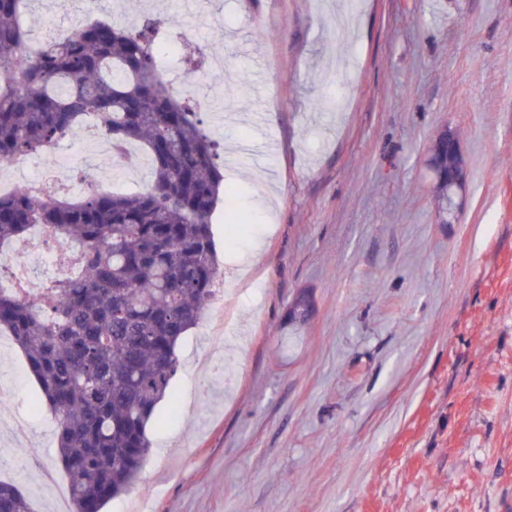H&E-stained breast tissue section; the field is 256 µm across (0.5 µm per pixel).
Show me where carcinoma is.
<instances>
[{
	"instance_id": "carcinoma-1",
	"label": "carcinoma",
	"mask_w": 512,
	"mask_h": 512,
	"mask_svg": "<svg viewBox=\"0 0 512 512\" xmlns=\"http://www.w3.org/2000/svg\"><path fill=\"white\" fill-rule=\"evenodd\" d=\"M25 0H0V162L49 155L86 116L112 149L143 147L149 189L42 199L0 196V245L42 224L82 251V270L31 301L0 289V332L25 354L38 405L60 416L57 453L71 512H102L140 479L147 427L170 397L178 345L203 313L219 272L211 216L233 199L217 141L194 100L172 94L149 44L164 20L86 22L28 57ZM0 512H33L0 481Z\"/></svg>"
}]
</instances>
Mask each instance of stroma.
Instances as JSON below:
<instances>
[{
  "mask_svg": "<svg viewBox=\"0 0 512 512\" xmlns=\"http://www.w3.org/2000/svg\"><path fill=\"white\" fill-rule=\"evenodd\" d=\"M74 0H27L29 35ZM224 58L211 299L105 512H512V0H158ZM329 100L320 110L317 100ZM467 162L440 223L428 152ZM59 155L135 193L145 152ZM265 184L273 198L261 196ZM246 222L233 227L231 212ZM0 347V480L70 512L58 420Z\"/></svg>",
  "mask_w": 512,
  "mask_h": 512,
  "instance_id": "35a3bbf8",
  "label": "stroma"
}]
</instances>
